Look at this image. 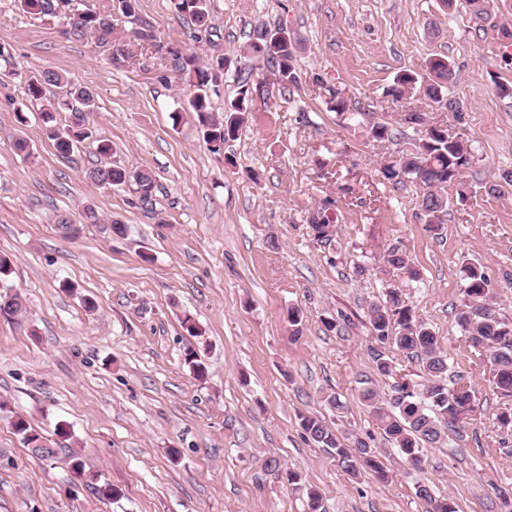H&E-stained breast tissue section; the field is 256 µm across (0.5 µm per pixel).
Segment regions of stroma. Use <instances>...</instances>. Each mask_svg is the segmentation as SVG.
<instances>
[{
	"label": "stroma",
	"instance_id": "1",
	"mask_svg": "<svg viewBox=\"0 0 512 512\" xmlns=\"http://www.w3.org/2000/svg\"><path fill=\"white\" fill-rule=\"evenodd\" d=\"M214 6L210 35L170 0H139L154 39L129 42L130 59L116 62L95 41L67 39L64 16L0 0V43L13 61L0 65V254L11 260L0 287L27 302L22 316L0 315V512H307L291 472L320 489L326 512H425L419 480L451 495L460 512H500L501 492H512V431L496 416L512 397L495 388L455 323L466 258L488 275L494 312L512 318V187L485 191L512 171V46L498 36L500 17L479 27L465 8L447 11L440 0ZM262 23L286 24L303 41L291 90L245 50ZM169 46L203 61L227 55L250 72L249 121L223 153L204 143ZM437 56L453 68L455 111L428 110L417 89L391 95L398 73ZM46 68L92 89L88 126L111 141L116 165L152 172L150 203L86 179L95 144L68 159L56 152L25 93L29 75ZM337 96L347 113L332 111ZM411 108L462 134L474 155L460 184L446 189L439 235L423 224L424 186L381 174L410 138L367 133ZM20 111L26 124L16 121ZM18 135L30 156L15 152ZM327 198L333 236L325 242L310 218ZM89 204L125 224V235L81 224L64 236L55 213L75 217ZM392 246L407 251L419 279L385 263ZM388 288L433 328L480 407L463 437L425 449L422 470L390 448L381 458L388 480H355L307 439L298 416L324 417L382 447L360 389L372 382L385 400L397 375L425 382L397 351L389 353L396 376L373 364L368 309ZM292 307L303 318L298 338ZM187 314L208 343L203 382L184 362ZM334 399L342 409L331 408ZM16 414L48 438L66 424L68 452L120 498L73 485L68 453L31 456L11 427Z\"/></svg>",
	"mask_w": 512,
	"mask_h": 512
}]
</instances>
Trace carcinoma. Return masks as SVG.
Segmentation results:
<instances>
[{
    "label": "carcinoma",
    "instance_id": "carcinoma-1",
    "mask_svg": "<svg viewBox=\"0 0 512 512\" xmlns=\"http://www.w3.org/2000/svg\"><path fill=\"white\" fill-rule=\"evenodd\" d=\"M19 7L32 15L54 17L61 9L66 14V34L75 41L94 37L100 45L112 43V35L119 26V19L133 25L131 34L140 40L152 37L138 14V0H117L112 12L103 14L97 10L73 7L74 0H17ZM176 13L189 19L198 29L210 32L213 26L214 0H170ZM506 0H464V6L472 18L487 21L499 12ZM284 26L260 24L249 33L247 52L261 59L274 71L282 88L297 85L298 74L295 68L300 45L288 43L283 36ZM172 64L179 76L191 90L189 106L208 149L217 154L224 152V144L238 138L248 122L251 112L249 96V75L237 72V96L224 104V111L215 113L211 107L212 96L218 94V83L224 79V70L234 61L225 56L203 63L193 53L181 49L169 51ZM425 74L404 72L396 76L391 94L396 98L404 96L408 88L424 84V94L431 106L440 110H455L454 102L448 99V83L453 78V70L448 59L431 57L426 60ZM55 86L65 90V99L46 98L45 89ZM27 96L30 102L39 104L41 118L46 124L47 138L53 142L57 153L70 157L89 140L96 142V150L101 162L87 171V178L101 188L135 187L142 200L151 197L155 184L153 174L147 170L128 171L106 161L112 156V143L99 139L86 125L85 115L95 109L93 92L75 82L70 76L53 69H44L31 76L27 82ZM63 107L71 111L69 124L59 127L53 124V112ZM421 128V135L398 162L383 168L387 180L411 179L422 183L428 191L422 196L421 211L427 230L437 234L443 230L442 215L448 209V197L441 193L449 184L461 179L463 172L473 162L471 149L459 135L449 133L444 126L427 124L426 114L409 111L400 115L397 125L375 122L368 134L376 141L394 140L403 136L402 128ZM80 223L100 226V231L108 236H122L125 225L116 220H106L92 205L81 213ZM311 226L316 236L329 240L332 225L316 212L311 218ZM387 264L406 273L410 278L419 277L408 253L397 247L389 248L384 254ZM460 308L455 322L468 345L481 357H494L490 373L492 382L499 392L512 397V320L506 321L490 308V281L483 267L468 260L462 262ZM25 311V302L19 293H14L8 303L0 296V313L15 317ZM372 336L379 346L370 347L373 364L378 373L389 375L393 372L392 360L387 348H393L407 358L421 363L422 374L427 384L417 390L410 381H402L393 387L389 401H380L377 392L365 388L360 393L365 406L369 408L383 439L396 448L414 468L421 467L426 447L444 444L448 433H460L478 408L475 390L457 380H450L448 353L439 345V339L431 328L418 318L404 294L396 288H388L385 300L374 304L368 311ZM184 362L197 380L206 377V366L201 360L200 348L190 344L185 348ZM300 427L308 439L321 448L333 450L341 470L352 478L372 475L384 480L387 478L381 460L380 449L372 448L361 438L355 440L343 435L336 427L317 415H299ZM12 428L30 453L42 460H54L65 442L71 439L67 425L55 426V440L43 437L31 427L27 418L18 415L12 421ZM72 482L96 483V493L101 499L112 500L118 492L108 482H99V475L89 471L77 455L68 456ZM416 496L427 505V512H459L456 501L450 495H436L424 481L415 483Z\"/></svg>",
    "mask_w": 512,
    "mask_h": 512
}]
</instances>
